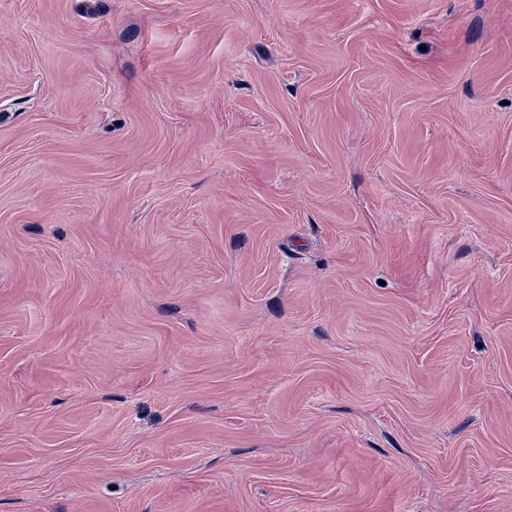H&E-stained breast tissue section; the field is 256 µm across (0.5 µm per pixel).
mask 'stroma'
Returning <instances> with one entry per match:
<instances>
[{"label":"stroma","instance_id":"35a3bbf8","mask_svg":"<svg viewBox=\"0 0 512 512\" xmlns=\"http://www.w3.org/2000/svg\"><path fill=\"white\" fill-rule=\"evenodd\" d=\"M0 512H512V0H0Z\"/></svg>","mask_w":512,"mask_h":512}]
</instances>
